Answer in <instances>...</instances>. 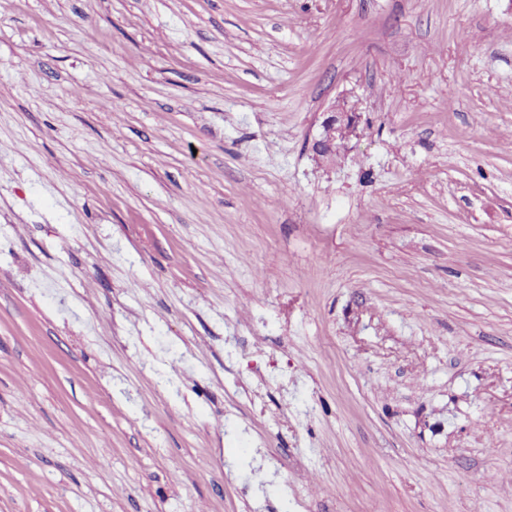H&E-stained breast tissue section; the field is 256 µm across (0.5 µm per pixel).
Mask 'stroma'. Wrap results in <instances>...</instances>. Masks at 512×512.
<instances>
[{
    "label": "stroma",
    "mask_w": 512,
    "mask_h": 512,
    "mask_svg": "<svg viewBox=\"0 0 512 512\" xmlns=\"http://www.w3.org/2000/svg\"><path fill=\"white\" fill-rule=\"evenodd\" d=\"M0 512H512V0H0ZM360 115L345 104L332 105L323 112L320 131L311 142L310 150L319 163H326L327 157L336 151L345 152L353 137L358 135Z\"/></svg>",
    "instance_id": "1"
}]
</instances>
